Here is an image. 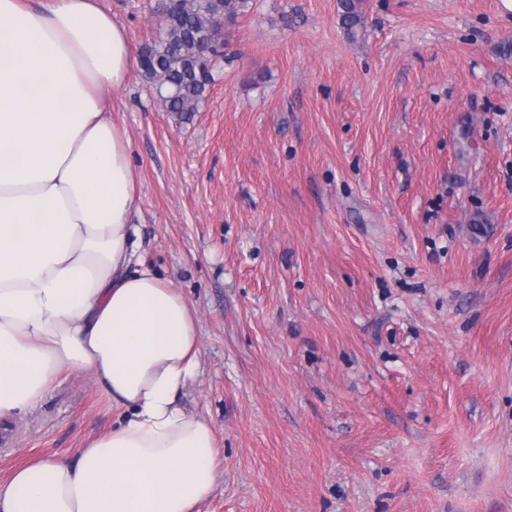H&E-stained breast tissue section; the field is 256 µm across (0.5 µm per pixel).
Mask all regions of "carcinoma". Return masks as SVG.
Segmentation results:
<instances>
[{
  "instance_id": "1",
  "label": "carcinoma",
  "mask_w": 512,
  "mask_h": 512,
  "mask_svg": "<svg viewBox=\"0 0 512 512\" xmlns=\"http://www.w3.org/2000/svg\"><path fill=\"white\" fill-rule=\"evenodd\" d=\"M340 6L342 26L354 38L362 23L360 0H340ZM249 8L250 0H173L162 29L142 49L152 60L144 76L155 82L166 111L188 120L198 110L213 81L202 43L218 34L219 18L234 19Z\"/></svg>"
}]
</instances>
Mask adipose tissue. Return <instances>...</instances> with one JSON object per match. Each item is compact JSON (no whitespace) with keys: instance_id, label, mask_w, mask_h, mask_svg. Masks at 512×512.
<instances>
[{"instance_id":"adipose-tissue-1","label":"adipose tissue","mask_w":512,"mask_h":512,"mask_svg":"<svg viewBox=\"0 0 512 512\" xmlns=\"http://www.w3.org/2000/svg\"><path fill=\"white\" fill-rule=\"evenodd\" d=\"M133 65L98 0H0V422L65 373L120 416L0 481V512H200L222 464L180 397L200 368L183 294L134 261L137 189L107 95Z\"/></svg>"}]
</instances>
